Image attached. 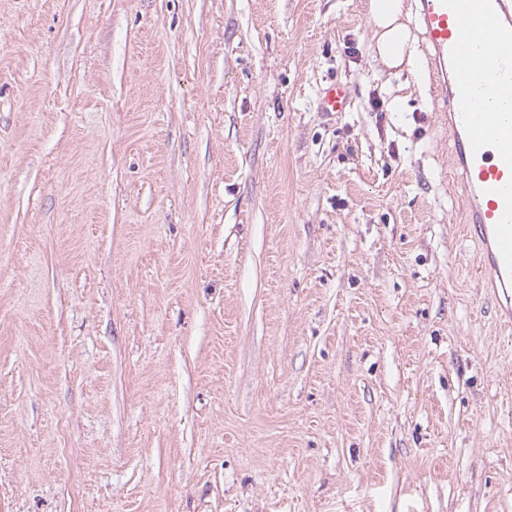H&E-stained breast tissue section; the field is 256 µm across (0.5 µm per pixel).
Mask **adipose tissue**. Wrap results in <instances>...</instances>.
I'll list each match as a JSON object with an SVG mask.
<instances>
[{"instance_id": "obj_1", "label": "adipose tissue", "mask_w": 512, "mask_h": 512, "mask_svg": "<svg viewBox=\"0 0 512 512\" xmlns=\"http://www.w3.org/2000/svg\"><path fill=\"white\" fill-rule=\"evenodd\" d=\"M368 14L374 28V57L393 72L420 76V53L407 24L406 0H369Z\"/></svg>"}]
</instances>
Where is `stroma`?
Listing matches in <instances>:
<instances>
[{"mask_svg":"<svg viewBox=\"0 0 512 512\" xmlns=\"http://www.w3.org/2000/svg\"><path fill=\"white\" fill-rule=\"evenodd\" d=\"M367 5L0 0V512H512V334ZM350 104V97L347 88L339 84H331L324 89L320 110L322 112H343Z\"/></svg>","mask_w":512,"mask_h":512,"instance_id":"35a3bbf8","label":"stroma"}]
</instances>
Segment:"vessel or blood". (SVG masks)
Returning a JSON list of instances; mask_svg holds the SVG:
<instances>
[{
	"instance_id": "obj_1",
	"label": "vessel or blood",
	"mask_w": 512,
	"mask_h": 512,
	"mask_svg": "<svg viewBox=\"0 0 512 512\" xmlns=\"http://www.w3.org/2000/svg\"><path fill=\"white\" fill-rule=\"evenodd\" d=\"M434 71L437 110L448 124L464 187L466 235L480 246L478 285L512 325V0H418ZM347 88L324 89L320 109L343 112Z\"/></svg>"
}]
</instances>
